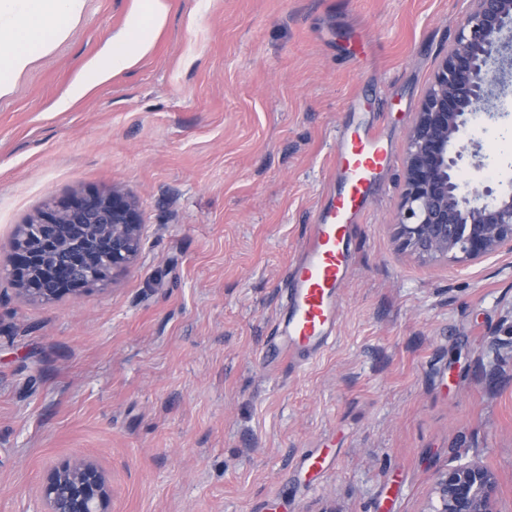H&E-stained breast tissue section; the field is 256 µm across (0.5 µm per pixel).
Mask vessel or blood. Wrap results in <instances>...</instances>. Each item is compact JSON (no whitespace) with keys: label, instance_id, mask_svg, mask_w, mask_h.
<instances>
[{"label":"vessel or blood","instance_id":"vessel-or-blood-1","mask_svg":"<svg viewBox=\"0 0 512 512\" xmlns=\"http://www.w3.org/2000/svg\"><path fill=\"white\" fill-rule=\"evenodd\" d=\"M391 162L381 136L367 128H356L337 146L338 178L286 276V310L267 340V363L315 357L334 340L337 298L352 268V220L363 212L377 173Z\"/></svg>","mask_w":512,"mask_h":512}]
</instances>
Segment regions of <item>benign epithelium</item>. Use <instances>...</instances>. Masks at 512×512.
Wrapping results in <instances>:
<instances>
[{
	"instance_id": "obj_1",
	"label": "benign epithelium",
	"mask_w": 512,
	"mask_h": 512,
	"mask_svg": "<svg viewBox=\"0 0 512 512\" xmlns=\"http://www.w3.org/2000/svg\"><path fill=\"white\" fill-rule=\"evenodd\" d=\"M512 0H471L454 42L439 63L407 136L404 189L395 218L403 248L450 266L512 253V189L495 190L477 178L464 181L467 130L494 90L512 77ZM142 224L127 195L87 192L50 201L18 225L8 275L40 302L77 296L127 271L141 248ZM42 512H112L104 472L84 460L46 475ZM500 485L479 462L435 475L422 512H501Z\"/></svg>"
}]
</instances>
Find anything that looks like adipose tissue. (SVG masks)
Returning <instances> with one entry per match:
<instances>
[{"mask_svg": "<svg viewBox=\"0 0 512 512\" xmlns=\"http://www.w3.org/2000/svg\"><path fill=\"white\" fill-rule=\"evenodd\" d=\"M83 10L84 0H0L1 98L12 94L17 79L38 57L70 38ZM167 18V0H136L122 29L57 101V111L68 110L112 75L137 66Z\"/></svg>", "mask_w": 512, "mask_h": 512, "instance_id": "adipose-tissue-1", "label": "adipose tissue"}]
</instances>
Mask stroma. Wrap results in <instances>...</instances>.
<instances>
[{
	"instance_id": "obj_1",
	"label": "stroma",
	"mask_w": 512,
	"mask_h": 512,
	"mask_svg": "<svg viewBox=\"0 0 512 512\" xmlns=\"http://www.w3.org/2000/svg\"><path fill=\"white\" fill-rule=\"evenodd\" d=\"M133 69L56 102L134 0H86L0 98V512H40L74 457L112 512H421L478 461L512 512V254L425 263L393 227L408 130L470 0H168ZM470 136L512 185V84ZM394 153L354 228L335 342L267 364L285 274L346 127ZM117 190L144 225L105 287L40 303L11 282L14 228ZM323 460L313 475L306 457Z\"/></svg>"
}]
</instances>
